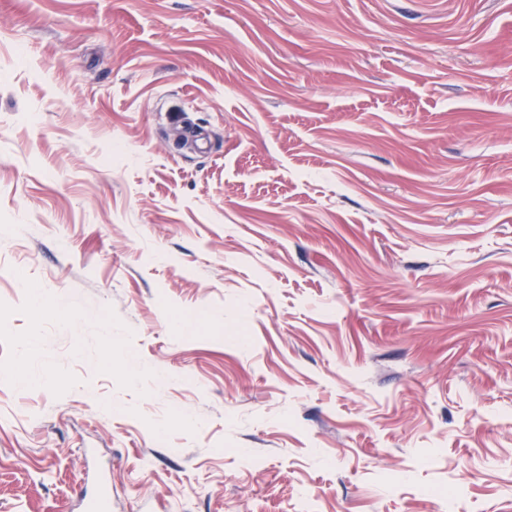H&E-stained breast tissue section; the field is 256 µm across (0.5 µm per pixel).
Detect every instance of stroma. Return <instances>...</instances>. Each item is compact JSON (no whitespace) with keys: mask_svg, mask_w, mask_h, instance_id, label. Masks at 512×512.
Masks as SVG:
<instances>
[{"mask_svg":"<svg viewBox=\"0 0 512 512\" xmlns=\"http://www.w3.org/2000/svg\"><path fill=\"white\" fill-rule=\"evenodd\" d=\"M89 448L112 512H512V0H0V512Z\"/></svg>","mask_w":512,"mask_h":512,"instance_id":"stroma-1","label":"stroma"}]
</instances>
